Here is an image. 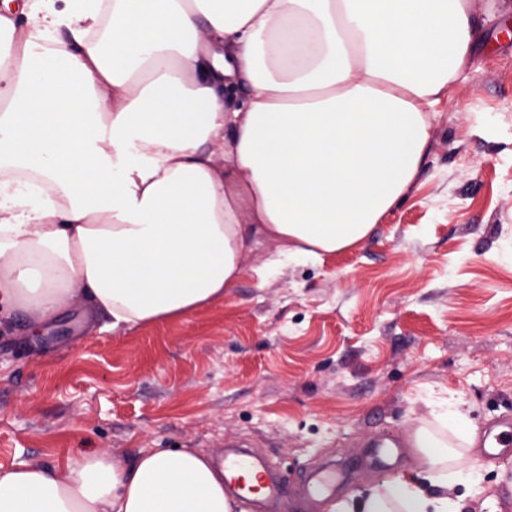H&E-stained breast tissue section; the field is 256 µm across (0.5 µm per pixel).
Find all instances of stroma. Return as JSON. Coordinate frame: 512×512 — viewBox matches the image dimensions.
I'll return each mask as SVG.
<instances>
[{
  "label": "stroma",
  "instance_id": "stroma-1",
  "mask_svg": "<svg viewBox=\"0 0 512 512\" xmlns=\"http://www.w3.org/2000/svg\"><path fill=\"white\" fill-rule=\"evenodd\" d=\"M483 38L442 95L422 170L357 247L245 273L181 320L104 330L83 303L0 332V465L95 451L244 446L289 493L334 512L408 471L429 404L459 401L480 439L449 460V497L512 512V0H472Z\"/></svg>",
  "mask_w": 512,
  "mask_h": 512
}]
</instances>
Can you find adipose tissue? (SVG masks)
Masks as SVG:
<instances>
[{
	"mask_svg": "<svg viewBox=\"0 0 512 512\" xmlns=\"http://www.w3.org/2000/svg\"><path fill=\"white\" fill-rule=\"evenodd\" d=\"M0 14V326L71 301L177 320L360 244L408 192L481 32L469 0H31ZM71 42L51 44L59 28ZM244 86L241 102L228 86ZM274 257L248 262L263 240ZM336 512H462L447 441ZM194 450L0 469V512H234Z\"/></svg>",
	"mask_w": 512,
	"mask_h": 512,
	"instance_id": "obj_1",
	"label": "adipose tissue"
}]
</instances>
